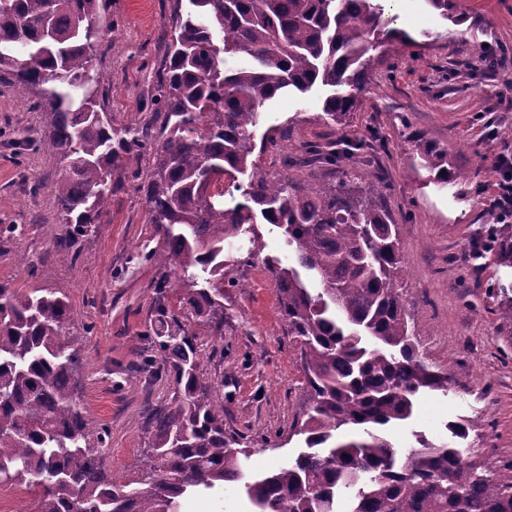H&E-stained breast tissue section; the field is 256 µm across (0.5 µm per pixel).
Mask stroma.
<instances>
[{"instance_id": "1", "label": "stroma", "mask_w": 512, "mask_h": 512, "mask_svg": "<svg viewBox=\"0 0 512 512\" xmlns=\"http://www.w3.org/2000/svg\"><path fill=\"white\" fill-rule=\"evenodd\" d=\"M461 25L442 21L422 0L393 8L396 28L412 37L438 33L428 48L387 52L373 70L352 117V134L365 146L345 159L362 188L382 187L381 201L398 226L406 274L399 293L418 350L431 366L448 371L447 393L422 396L407 424L391 428L395 447L421 433L432 442L451 439L448 424L465 420L469 435L460 445L479 470L512 480V325L499 316L488 290L512 284V267L496 252L471 259L480 225L494 221L495 168L512 160V72L476 65L485 43L512 52V0H456ZM171 0H101L102 23H113L102 40L101 65L108 112L117 119L144 118L153 90L155 63L169 35ZM323 91L313 87L283 94L269 106L266 124L292 123L284 149L319 143L328 130L317 115ZM46 123L8 86L0 84V224H21V237L0 248V281L21 288L64 293L74 314L70 337L85 366L78 391L82 412L106 427V470L130 478L148 449L146 414L171 390L164 382L133 371L151 329L154 266L140 259L157 239L146 222L143 201L130 181L135 159L115 173L124 186L112 196L98 233L79 244L76 260L53 247L64 227L50 185L60 169L54 158L29 145ZM421 137L448 154L453 169L479 168L472 179L430 183L413 169V140ZM291 263L281 229L256 224L224 248V270L236 287L224 289V336L197 338L208 361L205 371L224 396V432L247 439L243 460L254 475L285 463L300 449L291 423L306 399L299 351L290 343L279 313L278 292L263 260ZM184 512H250L243 484L219 493L184 498Z\"/></svg>"}]
</instances>
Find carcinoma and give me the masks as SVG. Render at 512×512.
<instances>
[{
  "label": "carcinoma",
  "instance_id": "carcinoma-1",
  "mask_svg": "<svg viewBox=\"0 0 512 512\" xmlns=\"http://www.w3.org/2000/svg\"><path fill=\"white\" fill-rule=\"evenodd\" d=\"M99 0H0V83L47 117L32 143L60 166L51 186L64 235L54 247L76 259L98 231L125 157L159 245L154 323L139 371L171 387L149 419L150 450L124 482L104 468L105 428L87 423L77 396L82 366L66 331V296L0 282V482L38 493L37 512H179L191 492L244 479L243 437L224 435V398L203 371L194 326L224 336V241L260 216L283 230L295 264L267 257L288 335L300 352L308 398L291 429L305 450L245 482L254 512H512V480L479 473L459 450L415 436L400 455L385 428L411 418L425 391L446 392L448 371L419 356L397 281V225L346 169L333 183L255 172L254 152H279L284 168L341 164L365 142L348 135L375 64L372 51L416 47L390 27L384 0H172L170 40L147 116L117 126L100 99ZM457 21L455 0H424ZM319 84L320 121L344 148L282 151L286 128L256 129L284 91ZM432 180L448 185L447 155L414 141ZM253 169L245 202L224 206V184ZM483 247L512 264V225ZM177 296L178 308L169 305ZM357 429L363 438L336 440Z\"/></svg>",
  "mask_w": 512,
  "mask_h": 512
}]
</instances>
